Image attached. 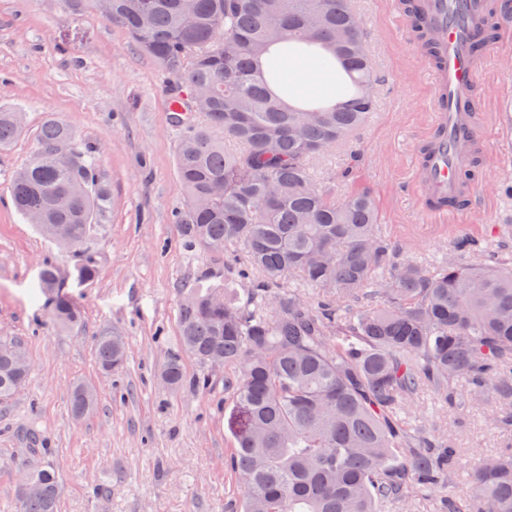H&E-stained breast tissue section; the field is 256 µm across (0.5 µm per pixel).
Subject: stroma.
<instances>
[{"label":"stroma","instance_id":"stroma-1","mask_svg":"<svg viewBox=\"0 0 512 512\" xmlns=\"http://www.w3.org/2000/svg\"><path fill=\"white\" fill-rule=\"evenodd\" d=\"M377 77V106L362 130L313 163L316 183L337 198L374 199L379 222L402 259L433 262L466 234L493 249L492 225L512 221V30L482 53L475 83L487 123L477 143L475 197L448 218L426 216L413 184L421 148L432 132L433 91L426 60L410 46L398 0H353ZM0 106L26 114L21 136L0 153V341L12 340L32 366L30 381L0 401V512H17L18 481L37 464L64 476L59 512H232L240 488L227 473L232 410L224 371L183 356L188 378L208 375V389L171 392L159 371L179 352L184 293L224 278V254L185 248L170 221L184 202L176 172L179 130L154 62L126 33L97 15H72L59 0H0ZM70 123L100 148L112 185L110 219L88 255H66L15 210L10 178L33 155L47 113ZM92 259L96 276L70 282L66 295L82 323L59 329L38 287L43 262L71 272ZM114 328L126 338L125 365L104 373L96 338ZM94 389L96 408L74 418V384ZM416 406L432 427L449 425L461 450L457 488L470 467L495 455L502 439L492 408L449 416L431 397ZM39 430L47 454L26 450L21 433Z\"/></svg>","mask_w":512,"mask_h":512}]
</instances>
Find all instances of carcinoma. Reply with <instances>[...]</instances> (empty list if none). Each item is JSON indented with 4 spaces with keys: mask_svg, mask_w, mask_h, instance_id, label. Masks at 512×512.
<instances>
[{
    "mask_svg": "<svg viewBox=\"0 0 512 512\" xmlns=\"http://www.w3.org/2000/svg\"><path fill=\"white\" fill-rule=\"evenodd\" d=\"M123 29L151 58L169 101L182 105L176 169L186 200L173 214L185 246L240 247L224 284L193 288L181 311V349L203 368L221 362L232 396V450L225 468L242 492L241 512H385L453 484L451 439L407 417L423 394L461 414L489 402L491 425L512 434V224L501 247L479 251L460 238L430 266L400 261L372 200H342L318 187L315 157L349 139L376 108L367 42L351 0H62ZM421 50L444 52L422 4L404 0ZM322 42L339 66L341 101L289 107L271 86L281 72L258 68L279 42L303 54ZM23 113L0 108V150L24 131ZM36 162L11 179L14 204L68 252L88 249L112 204L100 150L49 115ZM296 275L313 296L286 286ZM51 319L63 330L81 315L63 294L61 269L39 273ZM0 342V400L31 370ZM99 366L126 362L124 337L100 332ZM160 377L172 391L205 387L187 378L180 355ZM77 384V418L94 407ZM37 494L19 512H58L60 474L33 468ZM446 512H512V439L472 471L468 491L448 490Z\"/></svg>",
    "mask_w": 512,
    "mask_h": 512,
    "instance_id": "obj_1",
    "label": "carcinoma"
}]
</instances>
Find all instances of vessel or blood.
I'll list each match as a JSON object with an SVG mask.
<instances>
[{"instance_id":"obj_1","label":"vessel or blood","mask_w":512,"mask_h":512,"mask_svg":"<svg viewBox=\"0 0 512 512\" xmlns=\"http://www.w3.org/2000/svg\"><path fill=\"white\" fill-rule=\"evenodd\" d=\"M424 8L448 56L427 67V78L436 91L434 123L440 135L421 162L419 182L427 198L445 201L458 196L465 146L479 137L471 113L476 69L470 43L484 0H424Z\"/></svg>"}]
</instances>
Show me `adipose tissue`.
<instances>
[{"label":"adipose tissue","mask_w":512,"mask_h":512,"mask_svg":"<svg viewBox=\"0 0 512 512\" xmlns=\"http://www.w3.org/2000/svg\"><path fill=\"white\" fill-rule=\"evenodd\" d=\"M268 63L279 69L292 90L289 104H297L304 98L321 97L327 100L336 98V76L327 69H313L308 57L283 51H276Z\"/></svg>","instance_id":"ef3b65f1"}]
</instances>
